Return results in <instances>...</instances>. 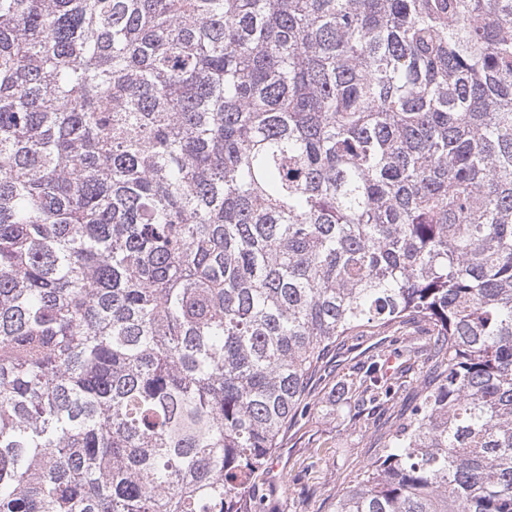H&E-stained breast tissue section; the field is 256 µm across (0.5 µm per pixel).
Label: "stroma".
I'll return each mask as SVG.
<instances>
[{
    "instance_id": "1",
    "label": "stroma",
    "mask_w": 512,
    "mask_h": 512,
    "mask_svg": "<svg viewBox=\"0 0 512 512\" xmlns=\"http://www.w3.org/2000/svg\"><path fill=\"white\" fill-rule=\"evenodd\" d=\"M429 330L428 323L415 322L382 336L368 332L346 338L339 364L312 381L310 407L281 439L258 489L261 512H334L337 495L360 479L377 455L381 436L401 423L431 363L424 359L413 366L397 403L386 409L358 411L354 400L334 399L335 389L347 384L368 355L378 351L396 358L407 340Z\"/></svg>"
}]
</instances>
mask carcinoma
<instances>
[{
	"label": "carcinoma",
	"instance_id": "obj_1",
	"mask_svg": "<svg viewBox=\"0 0 512 512\" xmlns=\"http://www.w3.org/2000/svg\"><path fill=\"white\" fill-rule=\"evenodd\" d=\"M415 319L335 512H512V0H0V512H259ZM430 325L415 322L374 336H349L332 372L312 381L311 406L298 415L281 439L272 469L259 484L261 512H334L336 496L363 475L377 455L380 437L402 422V412L414 399L433 360L423 357L407 373L406 388L393 407L369 413L358 411L355 397L342 400L341 389L358 371L366 357L380 351L388 365L399 366L397 354L404 343L425 337ZM336 364H339L335 366ZM336 387V402L333 397Z\"/></svg>",
	"mask_w": 512,
	"mask_h": 512
}]
</instances>
